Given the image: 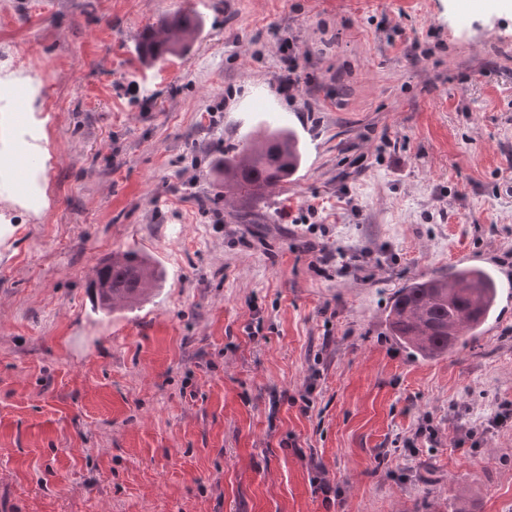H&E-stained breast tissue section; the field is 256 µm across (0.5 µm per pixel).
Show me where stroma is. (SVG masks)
<instances>
[{
	"label": "stroma",
	"mask_w": 512,
	"mask_h": 512,
	"mask_svg": "<svg viewBox=\"0 0 512 512\" xmlns=\"http://www.w3.org/2000/svg\"><path fill=\"white\" fill-rule=\"evenodd\" d=\"M9 61L49 120L41 210L0 194V512H512V419L455 445L512 403V287L432 360L387 323L463 255L512 276V0H0ZM283 125L303 163L240 211L219 151ZM129 249L161 288L95 311ZM199 28L197 17L182 13L170 16L145 29L139 42V57L151 64L180 55L189 47Z\"/></svg>",
	"instance_id": "obj_1"
}]
</instances>
